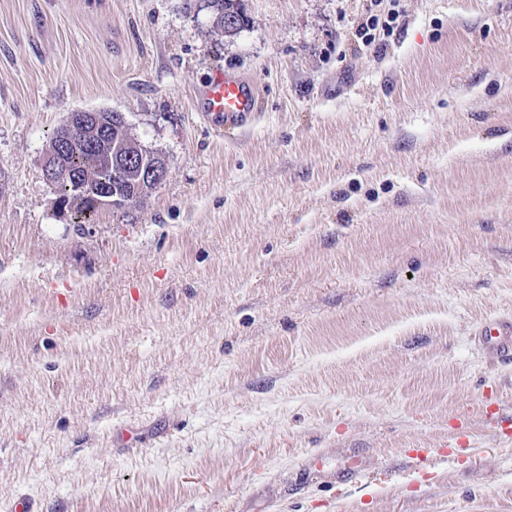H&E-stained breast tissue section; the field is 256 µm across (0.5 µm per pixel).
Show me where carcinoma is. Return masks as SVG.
Listing matches in <instances>:
<instances>
[{
  "instance_id": "obj_1",
  "label": "carcinoma",
  "mask_w": 512,
  "mask_h": 512,
  "mask_svg": "<svg viewBox=\"0 0 512 512\" xmlns=\"http://www.w3.org/2000/svg\"><path fill=\"white\" fill-rule=\"evenodd\" d=\"M239 0H209L217 24L227 35L236 34L245 24ZM112 123L106 137L70 135L73 144L62 155L63 171L55 183L57 202L74 209V220L87 224L101 208V200L116 194L137 201L155 186L146 181V168L163 162L162 156L138 143L123 115L101 112Z\"/></svg>"
}]
</instances>
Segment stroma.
Segmentation results:
<instances>
[{
	"instance_id": "35a3bbf8",
	"label": "stroma",
	"mask_w": 512,
	"mask_h": 512,
	"mask_svg": "<svg viewBox=\"0 0 512 512\" xmlns=\"http://www.w3.org/2000/svg\"><path fill=\"white\" fill-rule=\"evenodd\" d=\"M241 8L0 0V512H512L473 339L512 318V0ZM217 69L260 89L224 136ZM77 110L168 166L80 227L43 175ZM208 2L216 13L217 24L224 29L226 35H234L244 26V15L238 8L239 0H209ZM228 17L234 19L233 26L224 25V19ZM257 83L235 72L216 70L200 92L197 107L217 132L249 127L258 112Z\"/></svg>"
}]
</instances>
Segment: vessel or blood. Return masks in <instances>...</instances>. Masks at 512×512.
<instances>
[{"instance_id":"b4317fda","label":"vessel or blood","mask_w":512,"mask_h":512,"mask_svg":"<svg viewBox=\"0 0 512 512\" xmlns=\"http://www.w3.org/2000/svg\"><path fill=\"white\" fill-rule=\"evenodd\" d=\"M259 90L255 81L235 72L215 71L200 92L197 107L215 131L249 127L258 111ZM475 340L493 360H512V322L483 323Z\"/></svg>"}]
</instances>
